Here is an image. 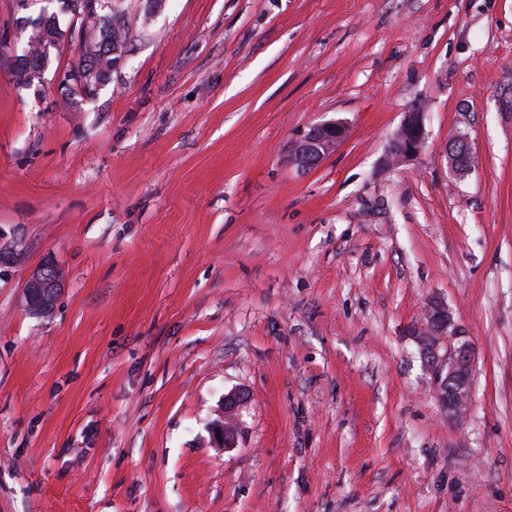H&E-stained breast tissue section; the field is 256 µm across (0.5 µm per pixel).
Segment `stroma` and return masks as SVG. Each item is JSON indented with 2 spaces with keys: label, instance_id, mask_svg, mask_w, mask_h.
<instances>
[{
  "label": "stroma",
  "instance_id": "35a3bbf8",
  "mask_svg": "<svg viewBox=\"0 0 512 512\" xmlns=\"http://www.w3.org/2000/svg\"><path fill=\"white\" fill-rule=\"evenodd\" d=\"M128 5L88 97L77 18L0 0V512H512V0ZM417 105L426 143L387 166ZM432 298L475 349L460 422L410 334ZM31 27L33 34L29 44L30 53L28 57L35 69L29 73L15 71L18 80L29 84L33 78L38 77L43 67L46 66L50 49L55 48L61 36L56 17L53 14L43 15L37 25H31ZM347 133L346 124L336 120L303 129L292 142L289 161L300 170H308L331 154ZM60 275L56 269L46 268L39 270L28 280L23 295L29 310L43 314L52 309L62 283ZM248 395L244 392H233L224 398L225 421L217 425L215 433L220 432L218 448H236L237 435L241 420L239 411L247 403Z\"/></svg>",
  "mask_w": 512,
  "mask_h": 512
}]
</instances>
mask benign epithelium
<instances>
[{"label":"benign epithelium","instance_id":"obj_1","mask_svg":"<svg viewBox=\"0 0 512 512\" xmlns=\"http://www.w3.org/2000/svg\"><path fill=\"white\" fill-rule=\"evenodd\" d=\"M100 0H74L71 8L74 15L82 19L81 29L96 24ZM73 81L83 87L86 95L95 93L100 80L96 70L80 71L72 76ZM426 112L413 108L406 112L393 134L397 149L390 152L391 160L397 164L417 155L424 146ZM348 128L341 121H327L300 131L292 142L289 161L300 170H308L331 154L345 139ZM469 145L464 135L457 137L448 146V164L458 175L461 155L459 144ZM62 278L54 268L35 273L26 283L24 301L34 313L49 312L57 297ZM419 347L424 364L433 375V394L438 406L449 416L462 420L469 409L473 392L474 347L466 332L457 325L447 307L439 299L428 301L423 314L411 331ZM248 395L233 392L224 398L225 421L218 424L219 447H236L241 420L239 411L247 403Z\"/></svg>","mask_w":512,"mask_h":512}]
</instances>
